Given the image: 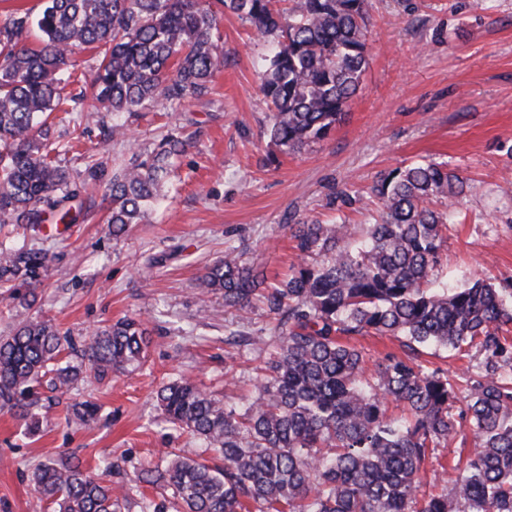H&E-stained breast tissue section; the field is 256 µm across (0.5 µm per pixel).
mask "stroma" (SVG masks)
Wrapping results in <instances>:
<instances>
[{
	"label": "stroma",
	"instance_id": "stroma-1",
	"mask_svg": "<svg viewBox=\"0 0 512 512\" xmlns=\"http://www.w3.org/2000/svg\"><path fill=\"white\" fill-rule=\"evenodd\" d=\"M369 58L362 89L324 141L283 154L269 140L272 114L258 72L272 40L233 13L220 33L227 56L210 94L179 104L157 100L121 114L128 136L104 140L96 118L84 123L82 149L108 165L131 150L152 151L167 133H192L162 199L143 223L113 240L104 206L93 218L57 229L46 224L47 267L35 313L52 319L76 344L122 317L151 332L143 365L71 390L67 401L93 400L92 425L67 423L64 407L49 413L39 435L27 438L19 421L0 413V512H40L29 475L37 464L71 454L85 466L118 464L115 493L125 512L142 497L169 503L151 486H134L133 467H164L165 453H198V441L168 423L154 393L187 377L236 404L254 394L252 379L268 358L273 323L261 308L248 320L223 298L201 307L196 282L227 248L245 252L267 281L282 278L298 258L290 227L315 220L345 221L361 236L378 217L372 188L382 174L426 157L445 163L468 185L448 199L452 214L439 279L452 288L485 278L512 289V0H369ZM349 193L352 205L339 204ZM266 343L255 346V338ZM472 431L436 448L422 490L442 493L443 471Z\"/></svg>",
	"mask_w": 512,
	"mask_h": 512
}]
</instances>
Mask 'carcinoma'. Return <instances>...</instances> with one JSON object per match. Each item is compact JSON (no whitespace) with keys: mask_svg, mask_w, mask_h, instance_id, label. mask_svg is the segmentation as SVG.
I'll use <instances>...</instances> for the list:
<instances>
[{"mask_svg":"<svg viewBox=\"0 0 512 512\" xmlns=\"http://www.w3.org/2000/svg\"><path fill=\"white\" fill-rule=\"evenodd\" d=\"M44 0L32 15L15 9L0 21V288L28 294L11 335L0 339V412L41 430L50 406L41 388L64 394L80 383L119 376L144 359L147 331L123 317L78 347L49 319L29 314L48 255L34 247L49 216L66 226L85 219L96 197H80L65 164L88 112L117 116L163 99L208 94L224 63L219 24L230 11L273 38L259 72L273 112L270 141L295 153L324 140L346 114L368 63L367 0ZM37 32L38 44L30 43ZM90 49L88 76L72 55ZM73 85L69 94L62 90ZM190 137L166 135L106 175L86 166L107 204L112 238L143 221L159 199L170 160ZM448 165L421 158L380 177L379 219L366 236L347 224L291 226L299 263L288 279L263 286L235 248L205 267L202 298L247 314L260 298L275 322L276 350L256 377V395L240 409L181 378L156 402L173 424L223 465L168 454L162 470L129 481L171 491L182 512H512V293L477 278L448 289L436 271L448 212L436 198L464 193ZM80 200L73 207L70 202ZM396 336L403 355L386 354L367 376L363 354L347 340ZM473 348L480 362L465 379L419 361L426 347ZM101 406L75 403L67 420L88 424ZM477 442L453 465L451 495L418 498L432 449L462 429ZM39 503L56 512H125L112 493V464L86 468L68 457L35 466Z\"/></svg>","mask_w":512,"mask_h":512,"instance_id":"carcinoma-1","label":"carcinoma"}]
</instances>
